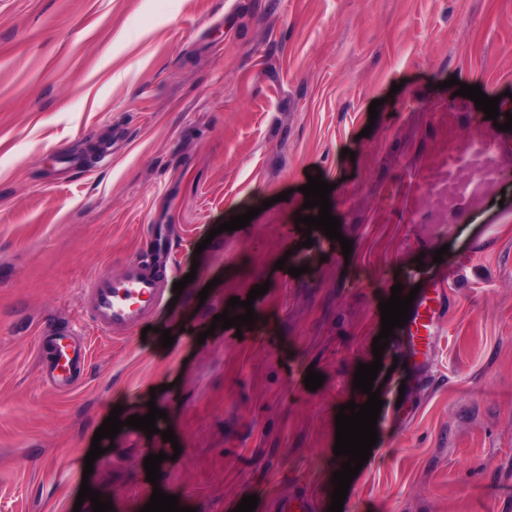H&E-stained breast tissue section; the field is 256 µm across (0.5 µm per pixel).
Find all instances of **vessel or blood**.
<instances>
[{"mask_svg":"<svg viewBox=\"0 0 512 512\" xmlns=\"http://www.w3.org/2000/svg\"><path fill=\"white\" fill-rule=\"evenodd\" d=\"M503 149L485 138H449L444 165L448 170V218L456 220L498 180ZM167 247L156 243L152 261L129 262L120 275H97L86 290L85 316L102 335L131 336L163 309L165 290L160 268L167 264ZM446 278L427 279L412 303L403 332L413 353L428 347L437 334L438 314L444 304ZM46 362L42 378L55 393L67 394L84 381L90 359L88 341L63 327L40 338Z\"/></svg>","mask_w":512,"mask_h":512,"instance_id":"obj_1","label":"vessel or blood"}]
</instances>
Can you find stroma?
Wrapping results in <instances>:
<instances>
[{"label":"stroma","instance_id":"obj_1","mask_svg":"<svg viewBox=\"0 0 512 512\" xmlns=\"http://www.w3.org/2000/svg\"><path fill=\"white\" fill-rule=\"evenodd\" d=\"M453 77L512 92V0H0V512H92L85 481L114 512H141L157 487L187 512L249 495L271 512L289 494L328 512L335 416L374 360L379 303L445 271L419 369L402 334L382 352L379 440L343 512H512V102L486 120ZM451 111L458 135L488 130L505 151L496 190L453 225ZM317 174L351 255L296 229ZM250 207L249 225L219 231ZM155 232L171 240L165 290L194 280L145 337L97 335L85 289ZM261 284L252 329H212ZM68 324L92 356L61 396L35 338ZM152 402L157 433L101 440L84 475L113 407ZM162 452L153 484L143 462Z\"/></svg>","mask_w":512,"mask_h":512}]
</instances>
